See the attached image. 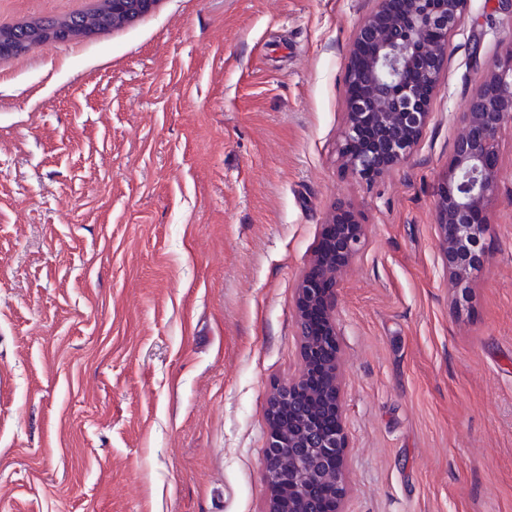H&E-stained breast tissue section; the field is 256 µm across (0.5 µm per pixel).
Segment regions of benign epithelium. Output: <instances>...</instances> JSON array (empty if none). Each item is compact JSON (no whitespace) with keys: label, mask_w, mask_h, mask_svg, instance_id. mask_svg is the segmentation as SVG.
Here are the masks:
<instances>
[{"label":"benign epithelium","mask_w":512,"mask_h":512,"mask_svg":"<svg viewBox=\"0 0 512 512\" xmlns=\"http://www.w3.org/2000/svg\"><path fill=\"white\" fill-rule=\"evenodd\" d=\"M158 0H109L112 23L127 24L149 13ZM466 0H375V8L355 30L347 72V122L340 145L345 170L368 180L406 162L431 119L447 60L448 35L464 25ZM26 38V31H0V55H8ZM465 129L455 141L448 180L436 199L439 248L448 275L461 293L470 275L488 260L482 245V217L497 183L496 145L512 124V63L493 72L467 100ZM333 230L327 253L319 254L296 286V319L304 367L274 389L267 417L269 437L263 469L271 489L296 475L320 476V457L335 463L336 476L323 498L294 484L290 504L274 497L268 512H341L344 495L343 407L337 381L336 280L362 247V226L351 204L339 200L326 221ZM326 372L320 406L309 409L306 389L310 368ZM301 417L295 437L283 440L279 422L284 414ZM288 460V469L280 462Z\"/></svg>","instance_id":"benign-epithelium-1"}]
</instances>
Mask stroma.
Segmentation results:
<instances>
[{"label": "stroma", "instance_id": "1", "mask_svg": "<svg viewBox=\"0 0 512 512\" xmlns=\"http://www.w3.org/2000/svg\"><path fill=\"white\" fill-rule=\"evenodd\" d=\"M97 0H0V26ZM374 0H159L0 58V512H267L270 394L336 200L342 512H512V126L459 297L435 201L464 103L512 55L468 0L432 117L367 183L340 145Z\"/></svg>", "mask_w": 512, "mask_h": 512}]
</instances>
